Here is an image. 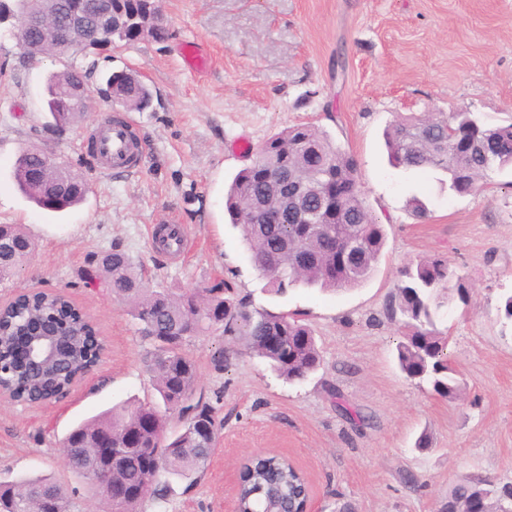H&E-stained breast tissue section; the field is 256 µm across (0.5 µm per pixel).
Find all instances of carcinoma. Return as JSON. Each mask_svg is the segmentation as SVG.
Masks as SVG:
<instances>
[{"instance_id": "obj_1", "label": "carcinoma", "mask_w": 512, "mask_h": 512, "mask_svg": "<svg viewBox=\"0 0 512 512\" xmlns=\"http://www.w3.org/2000/svg\"><path fill=\"white\" fill-rule=\"evenodd\" d=\"M131 17L159 19L155 0H112L114 45L134 42ZM75 77L67 69L47 79V111L54 121L70 124L85 105L73 94ZM105 95L129 110L141 112L151 103L149 89L132 73L112 74ZM392 166L405 170H442L448 190L465 195L479 189V182L495 169L512 167V123L489 126L470 112L400 115L385 132ZM261 164L251 163L234 178L226 197L231 224L239 228L253 265L267 279L269 291L283 295L298 284L322 290L354 288L374 273L385 244L382 224L365 205L353 156L343 152L326 134L311 125H296L276 133L258 149ZM50 151L31 146L16 155L14 176L19 191L39 208L60 213L81 203L85 195L63 192L50 196L36 173L43 170ZM270 212V222L247 224L252 212ZM4 231L14 248L0 253V282L19 272L37 243L19 224ZM104 281L112 295L127 305L138 324V333L149 342L145 359L155 391L150 400L123 402L73 425L60 440L65 468L86 480L90 497L111 507L112 478L89 474L96 460L93 437L112 434V446L128 443L132 428L139 429L137 449L122 461L118 479L127 494L125 512H142L152 500L166 501L171 480L194 481L202 473L217 440L200 445L196 426L183 417L194 409L213 417V407L197 394L198 369L186 351L188 342L215 326L233 336L249 353L265 360L282 379L294 383L308 378L321 365V351L313 331L296 313H275L254 304L250 295L214 286L204 293L173 292L149 286L132 258L114 249L102 256ZM467 290L463 278L450 270L442 257L424 259L402 272L388 314L403 329L396 360L409 379L426 381L433 391L454 399L461 385L451 366L447 337L436 327L442 307L439 289ZM36 323L53 327L64 337H78L71 372L38 380L23 368L21 341ZM269 336L282 342L272 347ZM97 334L80 309L63 293L41 291L20 297L0 316V382L28 403L40 400L70 383L71 375L91 364ZM184 394L191 403L175 413L174 397ZM490 482L465 480L448 493L459 512H503L512 500V485L493 491ZM278 491L295 503L304 499L302 476L284 459L251 458L243 469L239 504L243 512L261 507ZM59 512H71L69 489L52 474L23 476L0 484V512H43L46 500Z\"/></svg>"}]
</instances>
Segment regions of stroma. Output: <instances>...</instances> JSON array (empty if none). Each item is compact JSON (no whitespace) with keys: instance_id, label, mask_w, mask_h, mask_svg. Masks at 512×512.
Wrapping results in <instances>:
<instances>
[{"instance_id":"obj_1","label":"stroma","mask_w":512,"mask_h":512,"mask_svg":"<svg viewBox=\"0 0 512 512\" xmlns=\"http://www.w3.org/2000/svg\"><path fill=\"white\" fill-rule=\"evenodd\" d=\"M166 41L28 59L0 31V224H20L37 249L0 303L22 291H61L91 319L107 351L86 380L59 401H0V481L30 472L65 478L59 440L71 426L112 405L152 397L135 320L102 282L98 261L127 252L155 288L198 290L224 282L256 305L300 313L313 329L320 368L291 384L214 329L187 347L198 390L214 408L215 452L194 484L176 480L166 503L144 512H228L236 475L254 453L286 459L305 477L316 512L337 500L357 512H442L466 478L512 485V326L497 316L512 290V172L492 171L478 191L449 192L445 172L390 166L384 132L397 116L475 113L512 122V0H160ZM93 67L81 118L63 132L46 129L44 89L51 73ZM137 75L150 107L135 113L144 148L126 176L101 173L87 148L95 127L119 105L97 89L115 72ZM309 122L357 162L370 211L386 244L362 286L324 292L298 285L268 291L251 264L225 198L259 148L286 127ZM49 147L91 190L61 215L37 208L17 189L19 149ZM421 198L427 217L409 200ZM181 225V258L156 251L158 225ZM447 257L463 276L465 299L436 321L449 338L463 382L448 400L406 379L395 358L401 336L386 305L401 270L428 256ZM230 352L215 371V350ZM344 400L366 417L352 424ZM431 445L418 449L420 433Z\"/></svg>"}]
</instances>
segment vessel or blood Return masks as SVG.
Returning <instances> with one entry per match:
<instances>
[{
  "label": "vessel or blood",
  "mask_w": 512,
  "mask_h": 512,
  "mask_svg": "<svg viewBox=\"0 0 512 512\" xmlns=\"http://www.w3.org/2000/svg\"><path fill=\"white\" fill-rule=\"evenodd\" d=\"M135 123L124 114H115L95 133L94 155L105 173L123 172L140 166L144 147L134 137Z\"/></svg>",
  "instance_id": "obj_1"
}]
</instances>
